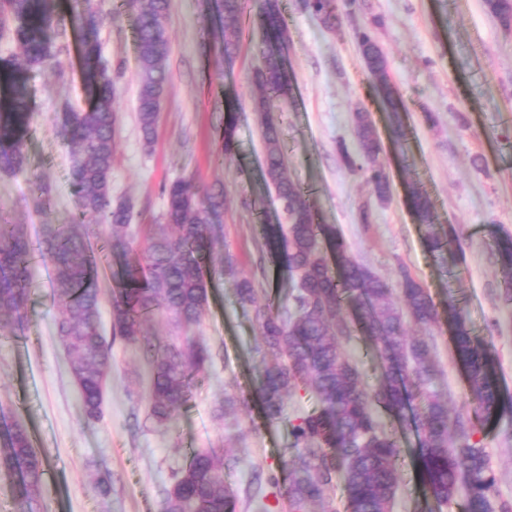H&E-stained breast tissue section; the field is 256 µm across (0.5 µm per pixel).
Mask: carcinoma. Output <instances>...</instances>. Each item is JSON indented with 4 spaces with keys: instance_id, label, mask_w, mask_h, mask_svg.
Segmentation results:
<instances>
[{
    "instance_id": "carcinoma-1",
    "label": "carcinoma",
    "mask_w": 512,
    "mask_h": 512,
    "mask_svg": "<svg viewBox=\"0 0 512 512\" xmlns=\"http://www.w3.org/2000/svg\"><path fill=\"white\" fill-rule=\"evenodd\" d=\"M488 10L506 26L512 25V0H485ZM56 0H0V41L15 43L22 59H0V173L23 171L22 131L29 120V101L19 78L21 70L59 66V48L53 37L67 31L81 36L88 92L85 109L67 108L61 134L72 156L71 180L76 188L79 215L102 228L109 253L126 255L130 249L133 208L112 201V168L116 150V82L102 63L96 39L107 18L84 0L81 10L60 21ZM135 15L139 93L137 111L142 139L154 142L159 112L167 92L169 42L165 21L169 0H125ZM210 13L224 22V61L237 55L243 36L241 18L254 12L264 30L258 51L262 67L255 81L262 94L253 111L265 148V180L281 202L284 224H263L270 259L293 281L288 304L278 309L256 303L253 281L237 277L236 260L224 255V275L236 279L238 302L250 306L265 350L275 364L264 369L259 396L265 417L283 416L285 402L298 390L315 394L319 408L293 424L295 452L283 460L288 476L286 495L291 512H334L329 492L336 474L344 479L351 512H392L400 486V451L395 432L380 420L377 410L402 420L412 411L406 427L417 438L415 454L421 466L427 499L446 504L459 490L467 497L466 512H512V501L497 498L486 448L475 439L470 419L448 414V402L431 391L437 369L434 345L407 336L405 319L433 326L438 312L432 296L406 270L396 284L380 278L349 255L336 229L321 224L314 202L286 175L280 146V112L293 96L290 66L282 49L290 39L281 0H206ZM358 0H309L308 7L324 28L333 31L341 10L352 12ZM364 64L377 82L378 94L393 112V135L404 136L400 113L407 107L387 72V61L367 28L356 31ZM239 102L224 99L219 162L235 156ZM355 152L342 146L343 160L367 176L378 197L387 198L390 182L380 163L381 144L370 114L354 113ZM163 224L148 235L143 259L129 264L120 287L109 299L111 338L100 330L101 297L97 265L92 255L89 226L47 224L41 255L51 266L53 300L64 312L56 335L66 350L72 380L87 422L103 413V390L112 373V345L119 341L142 348L149 366L148 419L162 427L173 425L189 395V378L205 375L213 365L210 347L191 332L206 312L212 274L210 254L219 242L224 219V189L200 192L189 179L178 178L163 188ZM407 203L419 223L427 227L433 251L450 255L461 249L452 228L437 230L427 199L412 188ZM493 257L503 273L501 297L512 303V236L497 239ZM32 286V258L20 224H0V331L22 325ZM182 336L168 339L146 330L157 312ZM448 324L454 331L453 348L465 370L475 418L479 423L512 412V394L495 376L488 346L470 334L466 315L448 304ZM359 331L373 345L381 377L367 383L363 372L344 350ZM237 458L218 457L212 449H195L183 467L173 473L160 512H235L236 495L226 473ZM17 473L29 499L40 488L43 461L32 448L26 430L16 424L0 447V471Z\"/></svg>"
}]
</instances>
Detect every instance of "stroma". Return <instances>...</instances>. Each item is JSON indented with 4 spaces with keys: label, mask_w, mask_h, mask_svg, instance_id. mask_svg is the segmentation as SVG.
Masks as SVG:
<instances>
[{
    "label": "stroma",
    "mask_w": 512,
    "mask_h": 512,
    "mask_svg": "<svg viewBox=\"0 0 512 512\" xmlns=\"http://www.w3.org/2000/svg\"><path fill=\"white\" fill-rule=\"evenodd\" d=\"M93 3L111 18L97 38L102 62L117 77L112 199L133 205L129 261L142 257L151 225L162 221L163 185L190 177L203 190L223 186L224 249L254 282L259 300L287 297V273L258 261L259 216L282 218L263 179L265 148L252 108L258 93L254 75L262 65L259 25L243 18L241 49L228 65L218 21L203 19V0H171L165 22L168 91L148 148L137 120L133 17L122 0ZM282 3L294 87L281 120L289 177L312 194L322 222L336 229L350 254L378 276L392 281L399 268H407L428 288L442 317L449 301H456L473 335L490 346L500 386L512 392V304L500 297L501 275L491 251L498 236L512 235V28L489 14L484 0H359L332 32L321 28L302 0ZM364 27L383 51L407 106V137L399 144L355 39ZM64 43L60 68L24 75L32 112L24 134L26 166L16 175L0 174V224L24 225L34 249L44 225L79 220L71 154L60 129L64 107H86L87 92L78 46L70 36ZM228 92L241 104L236 157L220 165L214 160L216 133ZM358 107L369 112L383 146L391 183L384 200L339 154L340 146L355 145ZM413 183L427 192L437 223L459 235L462 249L455 258L442 259L426 246L424 229L406 202ZM365 210L372 215L367 224L361 220ZM32 272L23 331L0 335V430L13 421L23 424L43 458L35 512H159L172 471L196 448L239 457L229 476L237 512H257L248 501L253 474L280 475L281 460L294 445L291 423L312 412L317 399L298 391L288 398L283 418H264L257 389L272 359L233 283L219 275L213 280L195 334L212 349L214 363L194 380L177 422L161 428L144 419L148 387L140 354L119 344L112 350L104 415L84 421L68 356L55 334L59 310L51 296L52 270L38 260ZM407 330L433 338L439 376L432 389L447 398L449 412L472 415L446 322L411 323ZM227 397L240 401L238 415L217 419L215 408ZM478 437L489 451L501 498L512 500V416L480 426ZM400 443L402 482L393 512H426L416 440L408 433ZM101 478L110 484L105 496L96 487Z\"/></svg>",
    "instance_id": "35a3bbf8"
}]
</instances>
